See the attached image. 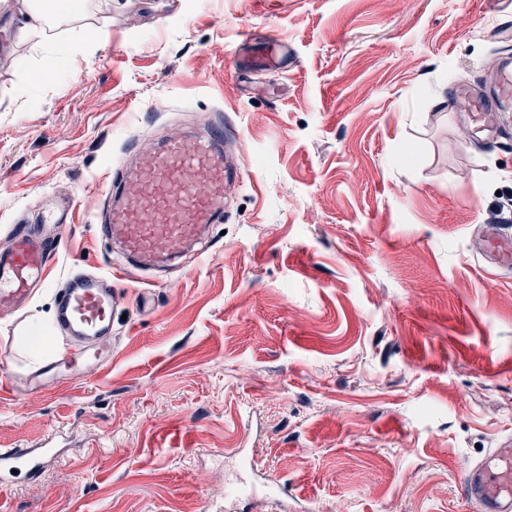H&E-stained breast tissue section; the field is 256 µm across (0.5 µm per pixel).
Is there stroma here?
<instances>
[{"mask_svg":"<svg viewBox=\"0 0 512 512\" xmlns=\"http://www.w3.org/2000/svg\"><path fill=\"white\" fill-rule=\"evenodd\" d=\"M88 2L19 42L22 0H0V243L37 196L76 203L44 287L0 317L9 372L39 368L30 337L62 350L66 275L109 271L94 217L133 142L220 121L242 176L150 304L140 270L113 278L103 369L0 389V448L59 449L0 512H465L458 462L512 436V265L485 250L512 237V107L479 133L455 90L512 61V6ZM269 478L280 500L229 496Z\"/></svg>","mask_w":512,"mask_h":512,"instance_id":"obj_1","label":"stroma"}]
</instances>
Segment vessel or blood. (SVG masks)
Here are the masks:
<instances>
[{
    "label": "vessel or blood",
    "instance_id": "b4317fda",
    "mask_svg": "<svg viewBox=\"0 0 512 512\" xmlns=\"http://www.w3.org/2000/svg\"><path fill=\"white\" fill-rule=\"evenodd\" d=\"M496 93L472 95L458 84L463 99L477 119L512 101V66L495 72ZM235 172L224 156V126L211 123L173 136L160 144L132 152L112 172L106 189V207L96 226L100 237L119 241L124 256L145 267L172 258L189 242L199 239L210 224L224 221V203ZM46 224L69 223V198L55 204L40 202ZM51 240L38 230L13 233L0 246V315L11 316L47 281ZM56 327L74 347L46 360L35 372L10 377L14 392L35 393L46 384H59L102 369L112 345V317L120 299L109 274L71 272L57 292ZM38 448H0V482L8 473L35 468L39 459L55 455ZM464 495L477 512H512V444L491 449L479 462L463 463Z\"/></svg>",
    "mask_w": 512,
    "mask_h": 512
}]
</instances>
